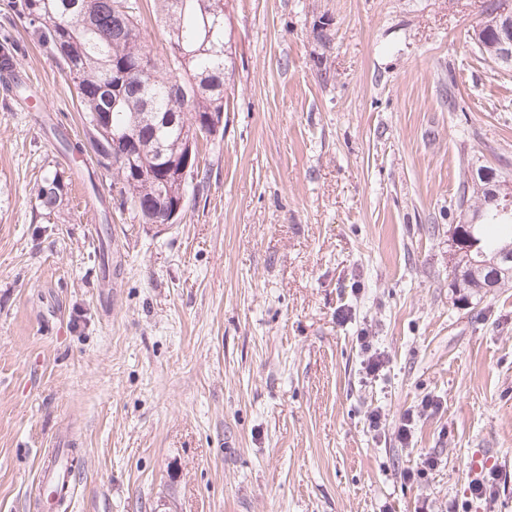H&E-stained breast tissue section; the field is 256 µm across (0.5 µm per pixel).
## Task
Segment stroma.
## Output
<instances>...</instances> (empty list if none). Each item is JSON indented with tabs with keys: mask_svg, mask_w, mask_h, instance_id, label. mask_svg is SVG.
I'll use <instances>...</instances> for the list:
<instances>
[{
	"mask_svg": "<svg viewBox=\"0 0 512 512\" xmlns=\"http://www.w3.org/2000/svg\"><path fill=\"white\" fill-rule=\"evenodd\" d=\"M485 5L228 0L224 133L162 227L115 204L74 89L0 0L21 48L0 88V512H34L61 439L82 459L65 512H484L483 466L512 512V288L461 300L449 264L461 180H512V64L471 39ZM363 328L388 358L371 380ZM64 184L61 176L54 173L53 176L43 178L37 188L36 199L38 208L42 211L43 218L50 219L62 208L64 202ZM439 408V404L431 398H426L421 400L420 404L417 406L416 410L406 412L399 419L398 427H397V438L399 442L403 445H408L412 440V431L413 422L415 421V416L420 417L428 412L433 413ZM497 476L496 470L481 468L471 474L470 477L469 490L471 496H474L477 500H484L486 507L489 506V508L496 499Z\"/></svg>",
	"mask_w": 512,
	"mask_h": 512,
	"instance_id": "obj_1",
	"label": "stroma"
}]
</instances>
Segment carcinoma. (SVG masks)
<instances>
[{"mask_svg": "<svg viewBox=\"0 0 512 512\" xmlns=\"http://www.w3.org/2000/svg\"><path fill=\"white\" fill-rule=\"evenodd\" d=\"M500 0H488L485 17L473 34L491 47L499 32ZM168 53L151 54L141 28L139 0H13L15 15L25 29L56 59L73 87L90 133L97 165L112 171L119 186L120 206L139 215L145 224H164L168 211L186 197L189 183L198 179L200 167L186 181L161 179L164 168H178L187 159V144L210 135L197 124L210 114L227 111L224 84L232 61L224 53L226 0H154ZM17 48L6 40L0 45V75L15 69ZM147 117L139 130L133 116ZM183 115L170 126L169 115ZM135 134L137 166L118 161L112 136ZM38 208L51 218L64 202L61 176L43 178L37 188ZM457 210L471 207L483 212L484 222L472 227L478 248L491 255L512 248V217L498 215L488 191L463 182ZM492 269L471 263L460 255L452 268V285L473 291L492 283Z\"/></svg>", "mask_w": 512, "mask_h": 512, "instance_id": "carcinoma-1", "label": "carcinoma"}]
</instances>
